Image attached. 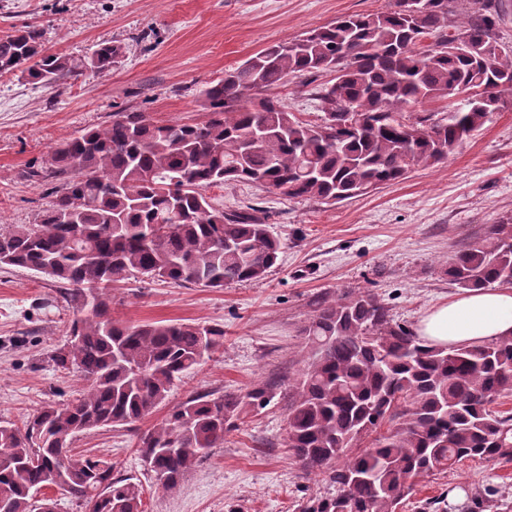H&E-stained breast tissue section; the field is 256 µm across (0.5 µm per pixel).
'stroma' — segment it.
<instances>
[{
  "label": "stroma",
  "instance_id": "1",
  "mask_svg": "<svg viewBox=\"0 0 512 512\" xmlns=\"http://www.w3.org/2000/svg\"><path fill=\"white\" fill-rule=\"evenodd\" d=\"M393 0H0V36L39 27L49 51L80 57L102 41L125 45L111 74L85 72L53 88L0 75V228L38 223L54 195L25 173L60 143L135 109L160 123L206 120L199 92L271 44L300 37L337 17L372 13ZM311 77H288L271 94L307 121L320 114ZM227 213L254 206L281 242L263 279L205 288L133 274L112 290L123 323L177 321L217 325L224 344L175 383L165 403L134 428L104 426L78 435L80 455H98L114 476L143 486L144 512H298L334 488L289 455V377L310 348L303 328L320 297L367 290L395 322L418 329L434 307L461 290L445 270L455 251L512 217V103L494 113L448 161L355 199L326 204L238 183L208 189ZM73 309L52 278L0 268V424L23 423L45 405L79 396L83 381L55 368ZM259 383L280 395L252 412L223 447L191 470L177 490L158 491L137 453L141 434L189 398L243 393ZM512 488V462L468 458L453 470L416 477L399 512L443 498L451 512L491 486Z\"/></svg>",
  "mask_w": 512,
  "mask_h": 512
}]
</instances>
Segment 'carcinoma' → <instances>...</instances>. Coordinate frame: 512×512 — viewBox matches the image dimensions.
<instances>
[{"label":"carcinoma","mask_w":512,"mask_h":512,"mask_svg":"<svg viewBox=\"0 0 512 512\" xmlns=\"http://www.w3.org/2000/svg\"><path fill=\"white\" fill-rule=\"evenodd\" d=\"M395 0V8L342 17L302 38L273 45L200 92L207 119L160 124L121 110L55 148L31 180L53 185L37 224L0 228V266L45 274L67 285L76 310L56 368L86 383L81 396L49 405L19 429L0 424V512H37L38 492L67 486L97 512H142V490L112 477L96 455L58 451L102 426H131L167 399L224 344V329L165 321L112 320V283L138 273L222 288L264 278L280 241L268 215L226 214L206 191L237 182L290 198L336 203L442 164L479 131L512 93V42L498 33L495 0H477L469 21L453 25L456 0ZM467 36L464 53L454 46ZM119 42L75 58L47 51L43 33L24 26L0 37V75L18 73L56 86L86 71L107 75L122 61ZM334 72L315 92L321 118L304 121L280 101L253 92L290 75ZM424 101L448 110L408 116ZM464 290L512 284V218L448 262ZM92 295V310L82 300ZM307 366L289 384L285 447L307 471L329 475L336 493L312 497L300 512H398L412 480L466 458L512 461V414L495 409L512 394V337L481 345H427L393 322L375 295L348 291L317 301L303 328ZM277 387L193 397L140 440L138 453L165 492L248 412L265 409ZM512 494L489 488L470 512H506Z\"/></svg>","instance_id":"carcinoma-1"}]
</instances>
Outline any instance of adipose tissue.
<instances>
[{"mask_svg":"<svg viewBox=\"0 0 512 512\" xmlns=\"http://www.w3.org/2000/svg\"><path fill=\"white\" fill-rule=\"evenodd\" d=\"M419 336L434 346H472L512 336V290L468 291L432 309L422 319Z\"/></svg>","mask_w":512,"mask_h":512,"instance_id":"1","label":"adipose tissue"}]
</instances>
